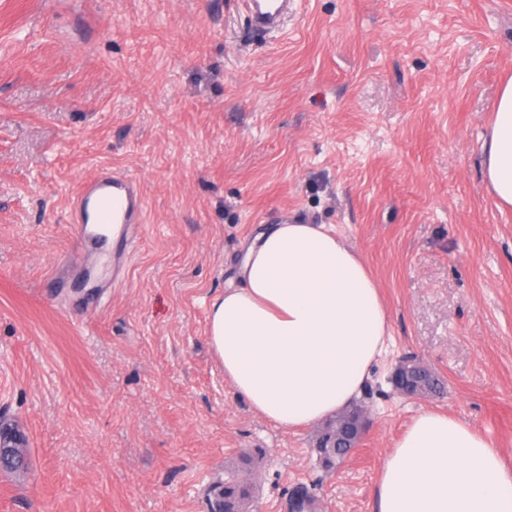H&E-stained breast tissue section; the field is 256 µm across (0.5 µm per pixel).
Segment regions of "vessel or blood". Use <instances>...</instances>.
<instances>
[{"label": "vessel or blood", "instance_id": "1", "mask_svg": "<svg viewBox=\"0 0 512 512\" xmlns=\"http://www.w3.org/2000/svg\"><path fill=\"white\" fill-rule=\"evenodd\" d=\"M262 30L279 27L294 0H238ZM144 198L136 178L105 170L86 181L71 215V262L82 259L86 248L125 254L139 232Z\"/></svg>", "mask_w": 512, "mask_h": 512}]
</instances>
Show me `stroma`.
Returning a JSON list of instances; mask_svg holds the SVG:
<instances>
[{"label": "stroma", "mask_w": 512, "mask_h": 512, "mask_svg": "<svg viewBox=\"0 0 512 512\" xmlns=\"http://www.w3.org/2000/svg\"><path fill=\"white\" fill-rule=\"evenodd\" d=\"M510 76L512 0H295L263 37L234 0H0V415L27 439L0 512H208L244 452L258 512L300 483L371 512L427 410L512 463V209L482 171ZM104 168L146 202L119 280L66 260ZM286 217L332 225L390 315L370 425L326 477L314 428L250 410L208 341L244 243ZM404 356L447 394L392 395Z\"/></svg>", "instance_id": "1"}]
</instances>
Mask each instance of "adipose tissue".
I'll return each mask as SVG.
<instances>
[{"instance_id": "1", "label": "adipose tissue", "mask_w": 512, "mask_h": 512, "mask_svg": "<svg viewBox=\"0 0 512 512\" xmlns=\"http://www.w3.org/2000/svg\"><path fill=\"white\" fill-rule=\"evenodd\" d=\"M483 173L512 206V78L494 106ZM239 274L209 307L210 345L234 392L289 430L357 402L390 337L360 253L331 225L287 221L258 231ZM373 512H512V468L467 422L425 411L387 456Z\"/></svg>"}]
</instances>
